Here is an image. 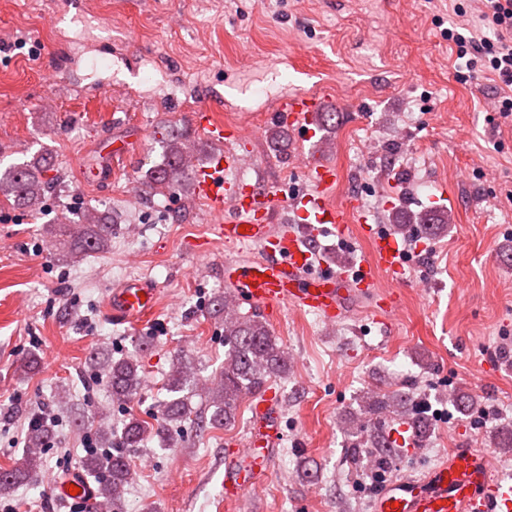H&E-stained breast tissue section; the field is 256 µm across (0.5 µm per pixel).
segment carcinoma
<instances>
[{
	"instance_id": "cac0c4a2",
	"label": "carcinoma",
	"mask_w": 512,
	"mask_h": 512,
	"mask_svg": "<svg viewBox=\"0 0 512 512\" xmlns=\"http://www.w3.org/2000/svg\"><path fill=\"white\" fill-rule=\"evenodd\" d=\"M156 141L162 149V162L150 168L144 175L143 185L151 194L165 195L181 187L189 179L184 159L195 151V144L187 133L175 128L164 127L156 131ZM60 177L54 174L51 158L40 156L26 164H17L0 173V196L11 205L38 211L42 200L48 194L60 189ZM93 226L91 234H71L70 225L60 224L52 246L69 244L75 250H100L107 246L112 235V225L95 215L83 219ZM287 367V357L269 331L267 324L256 316L240 314L224 316V372L216 386L208 392L209 404L214 407L210 424L228 425L234 421L239 399L247 394L262 390L272 378L279 376ZM108 388L112 401L125 405L140 392L143 377L136 360L120 358L105 366ZM197 384V373L185 358L172 363L168 374L166 390L168 398L160 404L161 426L150 430L148 424L132 415L117 433L106 420L100 418L97 432L101 443L115 446L117 451L103 455H91L83 461L87 474L99 484V496L109 505L112 512H124L125 487L132 473L128 464L126 449L138 448L150 435L158 437L163 446L171 444L173 436L166 425L183 426L191 415L187 396L183 391ZM363 410L371 415L395 418L412 426L418 436L426 433L427 419L420 408L414 405L406 392L400 389L374 393L363 401ZM54 431L42 421L31 426L28 434L29 452L20 468L0 472V496L14 491L31 473L42 464L39 448L49 441ZM352 448L355 456H364L377 470L389 467L391 450L383 428L361 424L352 432Z\"/></svg>"
}]
</instances>
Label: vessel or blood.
Here are the masks:
<instances>
[{"mask_svg":"<svg viewBox=\"0 0 512 512\" xmlns=\"http://www.w3.org/2000/svg\"><path fill=\"white\" fill-rule=\"evenodd\" d=\"M322 109L323 99L317 90L297 89L276 99L272 117L298 141L308 142L316 135L317 115ZM193 122L225 147L208 161L191 165L193 198L204 202L217 218L211 233L227 244H257L263 249L262 257L255 261H225L227 286L269 313L287 303L335 323L351 316L352 300L369 296L376 318L396 315L404 281L402 257L391 237L372 230L358 199L336 204L331 192L339 171L333 161L319 158L305 164V187L287 192L257 181L233 179L230 171L241 167L242 157L234 148L242 136L241 124L217 119L205 104L195 107ZM283 210L289 213L284 226L279 223ZM353 222L359 224L361 237L370 242L372 256L342 272L320 257L318 244L325 238L346 236ZM383 279L388 282L384 288L379 285ZM157 294L151 282L127 280L112 293L108 311L122 320L140 323L154 313ZM279 435L278 397L270 389L251 406L245 451L225 463V498L240 496L261 478ZM73 486L78 487L79 498L95 504L94 488L80 476L56 484L57 501L67 502ZM373 512H512V479L493 478L487 454L458 448L425 475L386 483L373 503Z\"/></svg>","mask_w":512,"mask_h":512,"instance_id":"b4317fda","label":"vessel or blood"}]
</instances>
